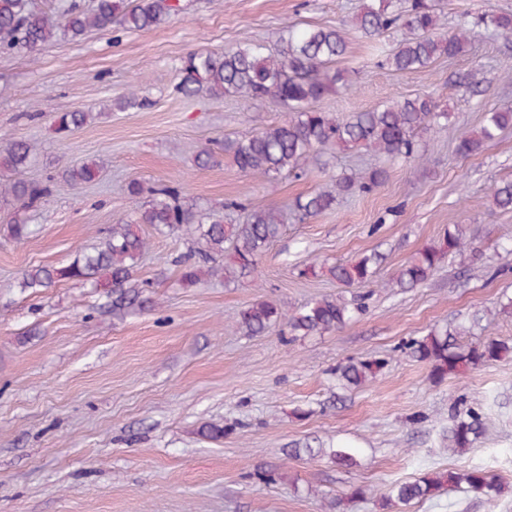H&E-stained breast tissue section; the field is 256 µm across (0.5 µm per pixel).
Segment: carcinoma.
Instances as JSON below:
<instances>
[{"label": "carcinoma", "instance_id": "carcinoma-1", "mask_svg": "<svg viewBox=\"0 0 512 512\" xmlns=\"http://www.w3.org/2000/svg\"><path fill=\"white\" fill-rule=\"evenodd\" d=\"M183 10L181 0H96L87 12L77 0H60L51 13L33 12L27 0H0V52L24 48L36 53L57 38L77 39L89 30L101 32L119 25L125 30H148L164 19ZM354 25L369 40H378L396 28L404 29L397 46L384 54L385 63L396 72L425 69L441 58L455 59L467 52L472 41L484 34L511 37L512 14L487 11L465 16L449 31L431 0H365L354 17ZM346 40L340 27L288 28L280 39L276 53L260 44H248L224 54L191 52L180 68V81L175 89L183 97L207 94L220 98L236 95L250 103L272 101L287 110L285 119L275 125L249 134L224 139L217 150L204 148L196 156L200 167L217 163L219 153L232 158L238 169L266 183L288 174L304 175L302 161L322 148L362 150L378 160L359 178L333 176L325 188L300 195L282 206L254 208L242 224H226L224 216L187 196L176 186L145 188L129 183V196L150 194V200L130 219L109 228L103 247L72 263L55 268L35 266L23 273L20 287L49 288L63 280L89 282L112 297V314L123 315L155 307L147 293L148 284L136 277L140 255L148 241L141 235L140 225L149 224L156 231L176 237H187L204 245L203 259L224 255V267L212 274L224 275V285H238L257 273L259 260L279 237L286 224H304L308 220L336 208L339 197L370 193L380 187L386 177L385 163L414 160L419 157L416 136L422 132L445 129L450 112L440 108L430 96L391 100L376 108L360 110L341 119L316 108L324 98L339 91L350 92L354 84L349 71L336 67L346 53ZM93 113L62 110L54 121L60 131L84 126ZM512 129V105L485 111L479 128L462 131L455 141V154L466 159L477 154L485 143ZM32 146L14 141L0 148V167L20 171L27 167ZM98 161L88 159L67 168L62 177L73 186L91 183L98 177ZM0 195L10 197L16 210L3 231L16 243L31 233L26 213L34 203L49 195L48 187L22 180L0 186ZM492 204L503 210L512 209V180L498 183L491 195ZM471 259L477 256L466 230L456 224L435 245L416 252L402 265L393 288H412L426 282L445 256ZM190 253L182 261L180 281L193 285L199 281L201 268L192 262ZM376 255H364L327 268L314 264L304 266L300 275H315L319 270L345 286L369 281L374 274ZM361 304L343 297L314 299L292 313L276 305L259 301L241 310L237 325L246 336H261L283 322L293 336L321 335L343 328L352 320ZM471 333V327L450 324L427 335L410 339L404 346L411 356L431 364V376L443 380L462 369L477 368L492 362L512 359V341L487 337L463 349L459 338ZM383 366L381 361L348 358L336 366L340 388H360L371 382ZM488 415L482 407L465 410L452 408L451 424L446 429L448 451L462 454L473 446L486 428ZM289 455L314 458L327 455L337 464H353L354 455L347 445L326 450L318 440L297 442ZM453 485L483 497L492 503L501 492L499 476L480 468L425 474L412 481L389 486L387 498L408 505L428 499L443 485Z\"/></svg>", "mask_w": 512, "mask_h": 512}]
</instances>
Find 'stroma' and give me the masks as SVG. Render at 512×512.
Wrapping results in <instances>:
<instances>
[{
    "label": "stroma",
    "instance_id": "obj_1",
    "mask_svg": "<svg viewBox=\"0 0 512 512\" xmlns=\"http://www.w3.org/2000/svg\"><path fill=\"white\" fill-rule=\"evenodd\" d=\"M184 2V13L148 30L57 39L33 56L0 53V146L30 142L25 178L53 182L48 201L28 213L27 241L0 233V512H326L336 498L338 512H512V360L438 382L427 362L399 350L476 315L474 338H512V316L499 312L503 295L512 296V210L490 202L493 186L512 179V130L470 158L453 151L485 110L512 105V39L486 37L454 60L398 73L380 66L372 41L349 28L359 0ZM289 24L348 27L338 65L353 71L358 90L325 98L322 111L345 118L419 94L447 104V128L420 138L424 162L387 163L374 192L285 225L258 274L235 288L210 274L181 284L176 259L185 244L147 224L149 248L136 274L151 282L154 310L113 316L111 299L75 281L20 288L28 268L62 267L100 248L108 229L140 205L126 191L130 181L179 183L204 206L268 207L324 188L332 175H359L369 156L333 150L308 162L305 178L271 185L227 158L206 169L194 162L203 147L277 123L284 110L175 94L183 59L248 43L274 49ZM470 72L478 90L448 88L449 74ZM134 89L144 106L116 109L114 100ZM60 110L95 117L60 133ZM87 158L100 163V178L71 186L62 171ZM454 224L475 237L473 262L449 257L425 283L390 287L412 255ZM373 252L383 261L361 286L300 273ZM338 295L363 303L338 331L245 336L236 325L258 300L290 312ZM350 357L384 366L373 382L341 392L334 370ZM492 396L499 407L485 433L466 453H448L439 430L451 401L464 410ZM211 422L223 425V439L201 434ZM313 438L352 442L355 465L288 457L293 443ZM473 467L499 476L495 503L456 488L407 507L387 499L393 483ZM264 468L280 469L283 479L260 481ZM358 487L364 498H353Z\"/></svg>",
    "mask_w": 512,
    "mask_h": 512
}]
</instances>
